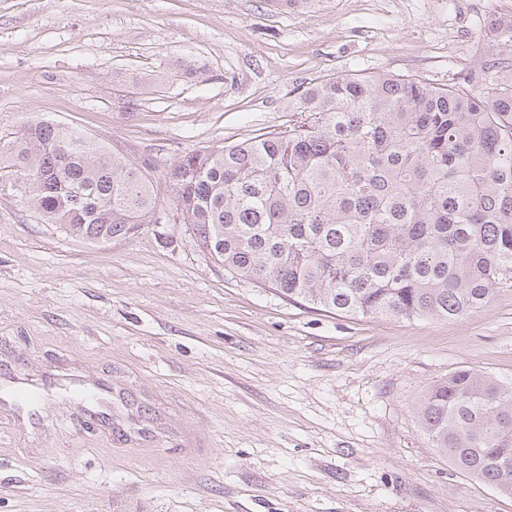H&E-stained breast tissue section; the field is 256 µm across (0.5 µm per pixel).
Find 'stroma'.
I'll return each mask as SVG.
<instances>
[{
	"label": "stroma",
	"instance_id": "stroma-1",
	"mask_svg": "<svg viewBox=\"0 0 512 512\" xmlns=\"http://www.w3.org/2000/svg\"><path fill=\"white\" fill-rule=\"evenodd\" d=\"M505 9L0 0V143L48 120L154 157L167 218L97 244L0 194V367L61 382L28 419L0 405V512H512L416 414L460 368L512 383V288L458 321L315 310L226 276L165 179L185 152L286 124L317 77L447 82ZM87 376L110 386V421L66 394Z\"/></svg>",
	"mask_w": 512,
	"mask_h": 512
}]
</instances>
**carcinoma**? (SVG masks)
Instances as JSON below:
<instances>
[{
    "label": "carcinoma",
    "mask_w": 512,
    "mask_h": 512,
    "mask_svg": "<svg viewBox=\"0 0 512 512\" xmlns=\"http://www.w3.org/2000/svg\"><path fill=\"white\" fill-rule=\"evenodd\" d=\"M298 11L314 0H268ZM288 124L168 166L180 223L224 273L338 315L459 320L512 288V43L446 84L322 76ZM24 199L93 243L154 223L156 160L76 127L27 126L7 149ZM459 473L512 496V387L460 368L417 408Z\"/></svg>",
    "instance_id": "carcinoma-1"
}]
</instances>
